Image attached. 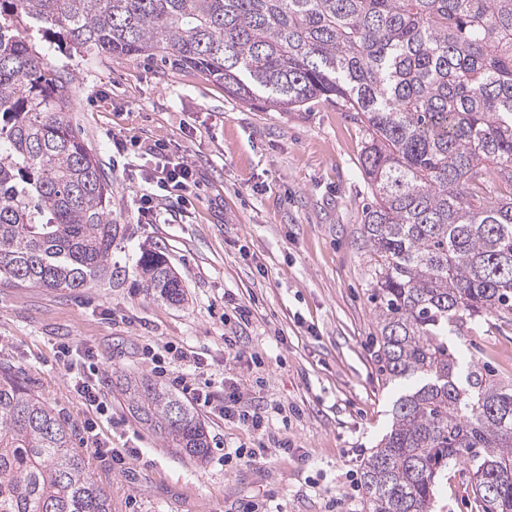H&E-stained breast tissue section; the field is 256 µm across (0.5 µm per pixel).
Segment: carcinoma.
<instances>
[{
  "label": "carcinoma",
  "instance_id": "1",
  "mask_svg": "<svg viewBox=\"0 0 512 512\" xmlns=\"http://www.w3.org/2000/svg\"><path fill=\"white\" fill-rule=\"evenodd\" d=\"M193 68L251 104L352 113L371 199L362 237L382 370L414 386L360 467L364 512H431L464 460L478 512H512V387L462 367L450 337L512 314V0H0V280L73 293L112 280L111 187L71 124L70 74L29 41ZM142 287L183 301L157 247ZM132 417L176 453L209 458L184 400L121 385ZM0 512H112L73 432L0 364Z\"/></svg>",
  "mask_w": 512,
  "mask_h": 512
}]
</instances>
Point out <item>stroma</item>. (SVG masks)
<instances>
[{
  "label": "stroma",
  "instance_id": "1",
  "mask_svg": "<svg viewBox=\"0 0 512 512\" xmlns=\"http://www.w3.org/2000/svg\"><path fill=\"white\" fill-rule=\"evenodd\" d=\"M36 45L73 77L71 123L110 179L111 218L125 236L112 250L111 282L77 294L0 283V362L18 368L73 429L112 512H241L256 495L280 512H325L339 495L346 512H362L360 464L388 431L402 387L386 381L377 353L369 254L359 244L370 188L358 125L327 103L282 112L241 102L189 68L70 52L45 34ZM116 135L186 146L199 172L188 201L167 202L159 221L142 222V176L155 161L118 156ZM155 244L182 282L180 304L140 284L137 260ZM239 304L253 311L243 336L262 367L224 350V320ZM63 344L97 353L108 412L77 395L57 354ZM150 347L195 352L206 378L238 377L261 403L290 408L289 420L272 415L269 430L303 448L305 460L227 468L225 449L253 439L205 412L207 461L166 448L131 417L117 388L122 376L152 375ZM458 352L512 385V320L488 318L461 336ZM90 422L104 444L139 457L118 465L94 454ZM433 512H476L464 461L440 476Z\"/></svg>",
  "mask_w": 512,
  "mask_h": 512
}]
</instances>
